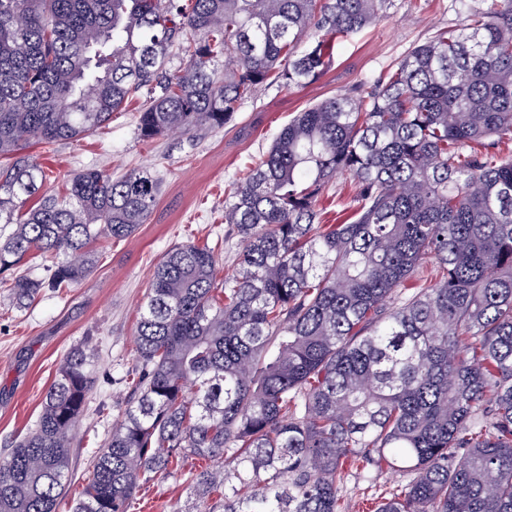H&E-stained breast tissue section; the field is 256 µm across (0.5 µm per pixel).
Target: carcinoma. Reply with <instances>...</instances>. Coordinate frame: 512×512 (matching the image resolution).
Wrapping results in <instances>:
<instances>
[{"label": "carcinoma", "mask_w": 512, "mask_h": 512, "mask_svg": "<svg viewBox=\"0 0 512 512\" xmlns=\"http://www.w3.org/2000/svg\"><path fill=\"white\" fill-rule=\"evenodd\" d=\"M384 2L0 0L7 304L86 279L93 244L133 236L161 193L96 167L50 189L29 145L78 141L140 95L144 141L220 130L270 78H317ZM460 2L465 28L297 113L235 184L233 269L194 243L158 262L125 412L72 512H131L178 471L196 512H342L357 462L411 475L376 512H512V0ZM345 173L353 214L322 224ZM37 258L43 275L20 271ZM95 379L93 347L73 346L0 457V512H58Z\"/></svg>", "instance_id": "1"}]
</instances>
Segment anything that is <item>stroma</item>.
<instances>
[{
	"instance_id": "1",
	"label": "stroma",
	"mask_w": 512,
	"mask_h": 512,
	"mask_svg": "<svg viewBox=\"0 0 512 512\" xmlns=\"http://www.w3.org/2000/svg\"><path fill=\"white\" fill-rule=\"evenodd\" d=\"M464 16L460 0H386L376 23L334 44L317 79L263 86L242 101L223 129L200 128L145 142L137 133L139 104L133 101L113 113L99 133L57 143L49 151L35 147L55 188L92 165L116 177L146 169L161 180L146 223L133 238L97 242L99 262L85 280L63 293H46L25 309L0 304V453L35 423L69 349L88 339L96 350V383L74 431L73 480L58 512H70L94 451L122 416L115 396L126 391L136 364L140 309L159 260L175 245L205 237L225 268H232L242 245L224 222V202L288 122L330 97L367 87L436 32L461 28ZM355 189L349 175L333 179L318 201L323 223L347 218ZM407 480L389 468L350 472L340 485L345 512H370ZM194 506L195 497L179 476L158 474L143 485L133 512H190Z\"/></svg>"
}]
</instances>
